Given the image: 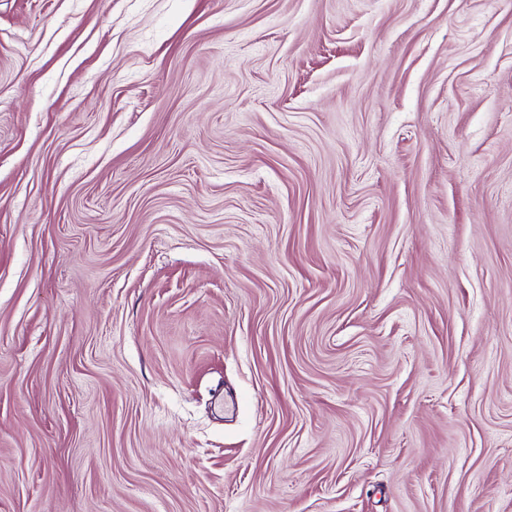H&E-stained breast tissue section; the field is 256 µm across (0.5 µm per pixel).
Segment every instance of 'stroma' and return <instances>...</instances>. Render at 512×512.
<instances>
[{"label":"stroma","mask_w":512,"mask_h":512,"mask_svg":"<svg viewBox=\"0 0 512 512\" xmlns=\"http://www.w3.org/2000/svg\"><path fill=\"white\" fill-rule=\"evenodd\" d=\"M0 512H512V0H0Z\"/></svg>","instance_id":"1"}]
</instances>
